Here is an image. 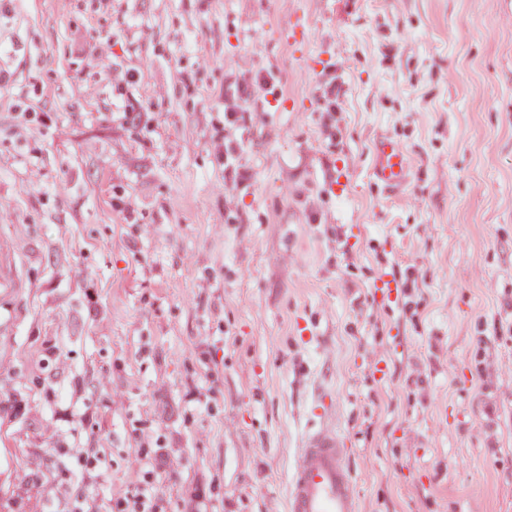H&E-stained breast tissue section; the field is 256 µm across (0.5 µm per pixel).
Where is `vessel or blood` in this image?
Returning a JSON list of instances; mask_svg holds the SVG:
<instances>
[{
  "label": "vessel or blood",
  "mask_w": 512,
  "mask_h": 512,
  "mask_svg": "<svg viewBox=\"0 0 512 512\" xmlns=\"http://www.w3.org/2000/svg\"><path fill=\"white\" fill-rule=\"evenodd\" d=\"M377 150L379 179L392 186L402 184L408 169L403 148L383 139ZM318 417V424L295 453L288 484V512H359L347 450L336 434L331 409H322Z\"/></svg>",
  "instance_id": "obj_1"
}]
</instances>
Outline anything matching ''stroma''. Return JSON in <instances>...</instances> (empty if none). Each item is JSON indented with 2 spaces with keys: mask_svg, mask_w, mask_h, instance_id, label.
<instances>
[{
  "mask_svg": "<svg viewBox=\"0 0 512 512\" xmlns=\"http://www.w3.org/2000/svg\"><path fill=\"white\" fill-rule=\"evenodd\" d=\"M322 398L362 512H512V0H0V512H287ZM377 150L380 157L377 169L379 179L392 186L402 184L408 169V159L403 148L389 139H381Z\"/></svg>",
  "mask_w": 512,
  "mask_h": 512,
  "instance_id": "obj_1",
  "label": "stroma"
}]
</instances>
